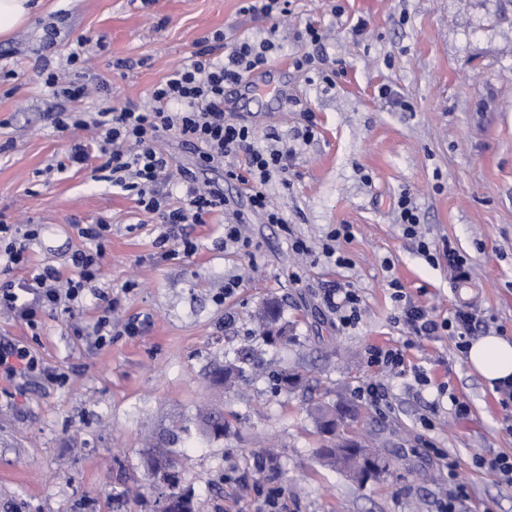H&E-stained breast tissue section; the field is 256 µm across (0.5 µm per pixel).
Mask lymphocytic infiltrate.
Returning <instances> with one entry per match:
<instances>
[{
  "instance_id": "f902f5d3",
  "label": "lymphocytic infiltrate",
  "mask_w": 512,
  "mask_h": 512,
  "mask_svg": "<svg viewBox=\"0 0 512 512\" xmlns=\"http://www.w3.org/2000/svg\"><path fill=\"white\" fill-rule=\"evenodd\" d=\"M276 28H268L263 38L243 36L228 39L217 30L199 39L197 49L187 63L174 69L151 92L150 105L133 102L123 107L98 112H61L55 124L59 129H89L94 133L91 144L78 143L69 159L84 163L89 146H96L99 171L112 175L114 186L135 195L142 211L163 219L160 243L178 239L184 254H193L196 242L188 237L176 238L175 230L182 224L203 223L205 216L215 212L227 214L224 241L237 244L242 240L240 226L247 215L260 217L267 224H283L285 214L272 206L266 187L273 176L288 169L290 151L276 148L260 149L252 143V129L240 119L229 118L224 111L226 87L241 83L248 73L264 69L281 49ZM176 135L182 143L197 151L195 168L180 171L182 201L172 207L159 193L157 186L172 166L171 157L159 149L160 137ZM244 153L242 164L232 163L237 153ZM223 166L224 179L242 185L248 211L234 209L225 199L221 186H203L197 173ZM80 238L89 247L76 251L71 263L76 276L62 278L56 268L46 266L33 270L30 281L0 283V310L37 328L40 313L47 308L67 311L82 305L87 295L96 293L100 264L108 241V224H80ZM391 297L398 307L396 320L407 333L404 348L376 347L372 364L385 369L403 368L405 347L423 339L448 336L459 353H466L473 336L489 326L488 319L473 304L465 302L452 316L441 318L417 305L399 280L389 283ZM33 377L54 379V372L45 369L26 347L8 341L0 342V383L12 387Z\"/></svg>"
}]
</instances>
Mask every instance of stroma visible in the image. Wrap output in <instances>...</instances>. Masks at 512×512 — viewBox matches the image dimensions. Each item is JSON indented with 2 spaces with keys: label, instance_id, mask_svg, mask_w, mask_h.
<instances>
[{
  "label": "stroma",
  "instance_id": "stroma-1",
  "mask_svg": "<svg viewBox=\"0 0 512 512\" xmlns=\"http://www.w3.org/2000/svg\"><path fill=\"white\" fill-rule=\"evenodd\" d=\"M242 5L41 0L28 24L0 37V222L41 227L27 265H0V280L27 281L44 264L73 276L70 257L84 246L76 225L111 226L97 283L105 299L87 297L69 313L45 310L34 330L0 313V338L66 376L61 384L31 380L20 392L0 388V512H152L159 478L146 459L154 448L174 451L197 512H257L273 491L288 512H438L449 457L469 487L466 512H512V494L473 464L478 455H512L497 393L448 338L405 346L388 286L399 279L418 304L443 316L476 302L491 319L490 334L512 340V0H291L276 20L277 60L289 66L305 51L295 33L312 21L328 34L320 71L273 70L249 96L235 86L224 96L257 146L275 132L281 147L293 148L286 176L267 187L288 222L250 218L245 245L228 246L223 217L213 213L179 229L197 240L195 254L165 259L159 215L101 180L96 158L70 163L71 146L86 133L58 129L55 114L148 101L209 32L261 35L265 22ZM82 38L106 88L99 98L68 102L45 79L68 69ZM404 193L420 214L417 240L397 221ZM342 224L350 234L339 244L347 259L339 266L322 245ZM296 238L308 252L292 251ZM423 241L438 263L421 254ZM448 244L467 257L471 285L451 283L440 258ZM339 285L361 298L359 321L348 328L323 303ZM269 297L293 323L296 343H253L255 316ZM105 315L112 336L98 347L94 325ZM137 315L146 319L140 335H126ZM249 344L265 371L232 389L211 386L206 374L225 348ZM373 346L404 347L403 371L369 366ZM417 367L430 385L415 382ZM280 369L302 374V386L274 391L270 373ZM369 382L387 401L362 404L356 428L389 470L359 484L317 456L322 437L311 410L355 402L356 388ZM456 398L468 404L466 416L455 414ZM212 406L231 421L223 440L178 431ZM424 416L433 429L422 428ZM263 448L274 449L280 469L261 477L254 453ZM438 448L445 458L435 456ZM127 486L137 498H120Z\"/></svg>",
  "mask_w": 512,
  "mask_h": 512
}]
</instances>
